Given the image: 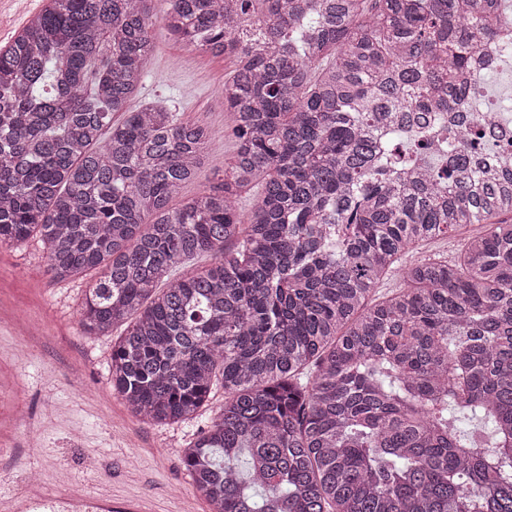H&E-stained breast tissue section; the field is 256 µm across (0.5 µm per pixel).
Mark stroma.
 I'll return each instance as SVG.
<instances>
[{
  "instance_id": "obj_1",
  "label": "stroma",
  "mask_w": 512,
  "mask_h": 512,
  "mask_svg": "<svg viewBox=\"0 0 512 512\" xmlns=\"http://www.w3.org/2000/svg\"><path fill=\"white\" fill-rule=\"evenodd\" d=\"M232 69L231 61L177 43L155 25L154 53L130 108L160 103L214 133L204 165L177 204L208 191L235 154L223 93ZM94 278L90 272L51 279L39 239L0 246V453L37 449L18 467L0 466V495L18 494L30 475L50 499L91 496L104 484L118 499L151 498L157 512H209L190 484L183 450L223 405L224 391L214 389L197 422L154 425L133 418L108 377L121 328L89 337L79 324Z\"/></svg>"
}]
</instances>
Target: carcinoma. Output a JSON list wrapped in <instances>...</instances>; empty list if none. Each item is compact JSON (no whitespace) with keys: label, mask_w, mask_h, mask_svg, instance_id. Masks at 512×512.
Segmentation results:
<instances>
[{"label":"carcinoma","mask_w":512,"mask_h":512,"mask_svg":"<svg viewBox=\"0 0 512 512\" xmlns=\"http://www.w3.org/2000/svg\"><path fill=\"white\" fill-rule=\"evenodd\" d=\"M507 2L45 0L0 47V243L98 273L80 327L126 326L135 417L224 389L184 449L211 512H512V119L477 105ZM158 22L234 65L233 163L179 207L213 133L128 109ZM472 227L463 228L459 231L453 232L448 237H439L435 240L425 242L418 247L411 255L405 258L404 262H409L418 257L424 256H439L453 259L463 243L464 238L471 234Z\"/></svg>","instance_id":"carcinoma-1"}]
</instances>
